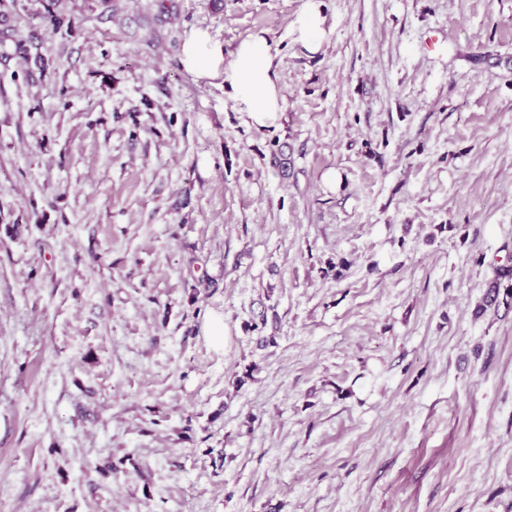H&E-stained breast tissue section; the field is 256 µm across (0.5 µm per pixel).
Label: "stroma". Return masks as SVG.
<instances>
[{"label": "stroma", "mask_w": 512, "mask_h": 512, "mask_svg": "<svg viewBox=\"0 0 512 512\" xmlns=\"http://www.w3.org/2000/svg\"><path fill=\"white\" fill-rule=\"evenodd\" d=\"M321 2L0 0V512H512V0ZM320 0H308L306 7L297 20L298 39L312 51L320 47L323 35L324 18ZM181 61L199 79L223 78L224 86L232 90L251 125L259 130L272 125L284 110L277 66L264 31L249 35L226 58L222 43L207 31L192 30L182 43ZM503 289V303L508 304L507 298L512 300V267L502 266L498 269L494 280L489 285L479 309L486 310L489 307H497L500 304V295ZM505 298V302H504Z\"/></svg>", "instance_id": "35a3bbf8"}]
</instances>
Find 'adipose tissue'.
<instances>
[{"mask_svg":"<svg viewBox=\"0 0 512 512\" xmlns=\"http://www.w3.org/2000/svg\"><path fill=\"white\" fill-rule=\"evenodd\" d=\"M181 61L197 78L223 79L256 128L269 127L284 110L274 57L264 32L249 35L228 54L207 31L192 30L182 43Z\"/></svg>","mask_w":512,"mask_h":512,"instance_id":"obj_1","label":"adipose tissue"}]
</instances>
